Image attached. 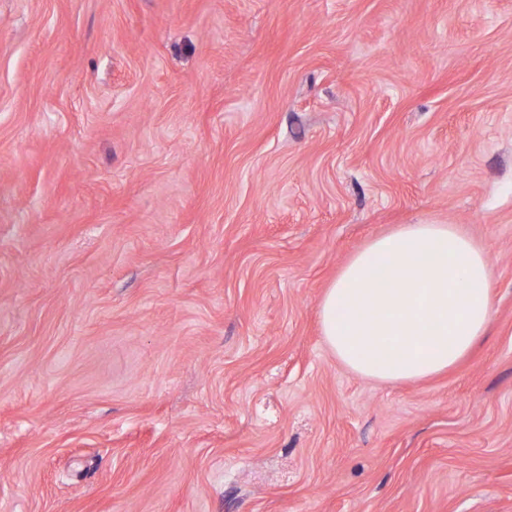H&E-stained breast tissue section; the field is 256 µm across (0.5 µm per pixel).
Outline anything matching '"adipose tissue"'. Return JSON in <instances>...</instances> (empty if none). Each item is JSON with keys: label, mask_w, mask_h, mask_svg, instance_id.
<instances>
[{"label": "adipose tissue", "mask_w": 512, "mask_h": 512, "mask_svg": "<svg viewBox=\"0 0 512 512\" xmlns=\"http://www.w3.org/2000/svg\"><path fill=\"white\" fill-rule=\"evenodd\" d=\"M492 314L485 249L451 224H407L370 241L319 304L336 360L391 383L453 367L485 335Z\"/></svg>", "instance_id": "adipose-tissue-1"}]
</instances>
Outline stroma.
<instances>
[{
	"mask_svg": "<svg viewBox=\"0 0 512 512\" xmlns=\"http://www.w3.org/2000/svg\"><path fill=\"white\" fill-rule=\"evenodd\" d=\"M404 224L493 317L377 382L319 303ZM0 512H512V0H0Z\"/></svg>",
	"mask_w": 512,
	"mask_h": 512,
	"instance_id": "obj_1",
	"label": "stroma"
}]
</instances>
